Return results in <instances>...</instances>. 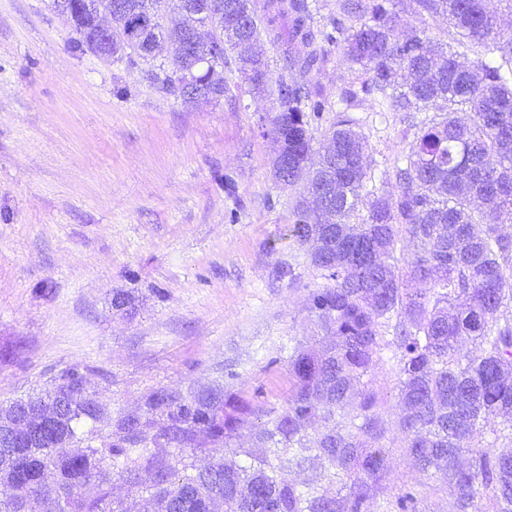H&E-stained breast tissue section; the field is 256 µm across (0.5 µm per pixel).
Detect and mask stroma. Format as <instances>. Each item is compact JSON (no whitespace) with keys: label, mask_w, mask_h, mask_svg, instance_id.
Returning <instances> with one entry per match:
<instances>
[{"label":"stroma","mask_w":512,"mask_h":512,"mask_svg":"<svg viewBox=\"0 0 512 512\" xmlns=\"http://www.w3.org/2000/svg\"><path fill=\"white\" fill-rule=\"evenodd\" d=\"M342 4L313 0L312 45L265 32L258 48L273 76L318 88L313 149L338 117L352 120L381 195L415 134L401 113L375 111L362 69L323 40L333 21L355 25ZM388 7L397 37H456L417 0ZM72 37L51 0H0V408L71 368L103 404L104 433L160 390L217 385L282 407L289 342H324L307 309L323 280L288 236L303 188L274 175V96L248 93L230 60L223 98L186 104L149 63L99 60ZM312 49L315 69L284 72L286 54ZM385 446L381 501L411 488L421 512H450L446 480L411 468L398 433Z\"/></svg>","instance_id":"35a3bbf8"}]
</instances>
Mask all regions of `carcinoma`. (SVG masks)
Here are the masks:
<instances>
[{
	"label": "carcinoma",
	"instance_id": "carcinoma-1",
	"mask_svg": "<svg viewBox=\"0 0 512 512\" xmlns=\"http://www.w3.org/2000/svg\"><path fill=\"white\" fill-rule=\"evenodd\" d=\"M74 42L100 60H151V45L173 46L155 80L178 90L187 77L201 97L224 91V62L233 58L254 94H277L270 134L288 158L289 184L305 190L330 176L333 200L299 203L288 228L326 283L308 296V310L330 339L316 351L288 348L289 391L281 410H266L210 388L188 398L161 390L145 402V417L127 415L103 435L87 423L102 404L85 377L68 370L53 388L22 399L52 424L25 448L0 444V512H116L112 476L133 485L149 475L140 512H375L387 470L384 441L404 435L412 466L444 475L451 512H512V37H503L488 0H418L444 13L457 47L417 32L396 37L398 19L385 0H346L359 19L344 38V54L366 75L364 92L404 113L417 130L414 150L395 166L396 191L358 214L371 194L365 138L347 118L336 120L313 160L306 111L322 104L306 82L275 79L255 58L260 35L252 0H188L168 19L163 0H68ZM109 10L111 37L95 16ZM287 29L291 41L310 43L306 0H296ZM210 19L219 58L188 59L182 37ZM490 46L499 59L477 71L461 61ZM312 51L287 67L312 71ZM418 112L433 116L420 119ZM468 112L470 121L457 113ZM472 341L480 352L463 347ZM395 362L400 413L389 424L377 411L376 370ZM265 416L257 426L254 420ZM489 431L482 448L470 443ZM215 445L204 464L185 461L200 437ZM248 441L251 447H243ZM175 445L181 467L159 453ZM259 453H253V449ZM250 459V464L240 457ZM306 475L297 482L285 473ZM97 484L98 493L84 488ZM336 485V491L329 486ZM395 512H421L413 492L395 498Z\"/></svg>",
	"mask_w": 512,
	"mask_h": 512
}]
</instances>
